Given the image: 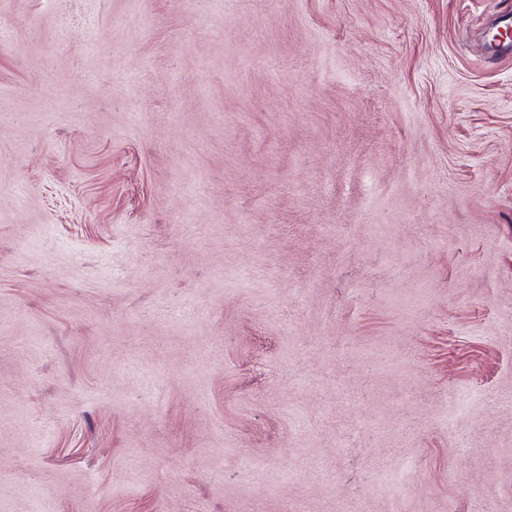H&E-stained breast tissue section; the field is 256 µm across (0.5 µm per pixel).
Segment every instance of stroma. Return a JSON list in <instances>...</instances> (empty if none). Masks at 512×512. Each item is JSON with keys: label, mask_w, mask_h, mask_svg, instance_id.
Listing matches in <instances>:
<instances>
[{"label": "stroma", "mask_w": 512, "mask_h": 512, "mask_svg": "<svg viewBox=\"0 0 512 512\" xmlns=\"http://www.w3.org/2000/svg\"><path fill=\"white\" fill-rule=\"evenodd\" d=\"M512 0H0V512H512Z\"/></svg>", "instance_id": "1"}]
</instances>
